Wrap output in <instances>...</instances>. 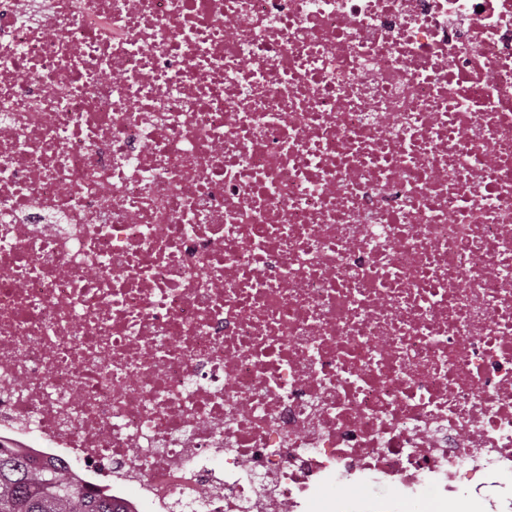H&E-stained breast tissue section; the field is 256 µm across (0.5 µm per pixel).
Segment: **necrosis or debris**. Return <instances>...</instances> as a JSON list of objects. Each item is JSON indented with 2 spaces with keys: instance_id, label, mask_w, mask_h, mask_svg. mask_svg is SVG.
<instances>
[{
  "instance_id": "obj_1",
  "label": "necrosis or debris",
  "mask_w": 512,
  "mask_h": 512,
  "mask_svg": "<svg viewBox=\"0 0 512 512\" xmlns=\"http://www.w3.org/2000/svg\"><path fill=\"white\" fill-rule=\"evenodd\" d=\"M4 437L131 512L511 474L512 0H0Z\"/></svg>"
}]
</instances>
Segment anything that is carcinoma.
<instances>
[{"mask_svg": "<svg viewBox=\"0 0 512 512\" xmlns=\"http://www.w3.org/2000/svg\"><path fill=\"white\" fill-rule=\"evenodd\" d=\"M0 512H123L37 457L0 442Z\"/></svg>", "mask_w": 512, "mask_h": 512, "instance_id": "carcinoma-1", "label": "carcinoma"}]
</instances>
